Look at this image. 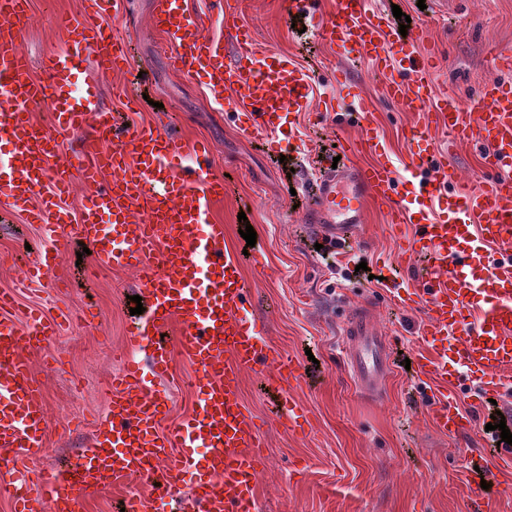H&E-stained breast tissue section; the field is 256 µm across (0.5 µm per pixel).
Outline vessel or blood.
Segmentation results:
<instances>
[{"label": "vessel or blood", "mask_w": 512, "mask_h": 512, "mask_svg": "<svg viewBox=\"0 0 512 512\" xmlns=\"http://www.w3.org/2000/svg\"><path fill=\"white\" fill-rule=\"evenodd\" d=\"M86 13L66 17L64 47L34 78L17 47L29 0H0V205L51 236L67 233L88 243L102 267L128 269L138 277L145 311L127 332L121 372L112 379V401L79 459L76 478L57 471L37 489L18 479L14 512H86L91 493L136 479L154 490L153 500L129 497L125 512H151L154 501L191 487L197 512H258L254 481L263 462L260 426L241 400L245 370L265 375L284 396V425L305 434L304 408L287 390L299 380V365L276 352L247 317L250 293L240 259L224 245V227L213 208L224 198V180L211 172L207 142L186 146L163 126L119 127L101 97L87 84L83 63L131 69L127 44L113 31L112 0H86ZM368 0H337L335 12L317 27L319 38L343 50L365 53L388 71L385 97L427 119L411 139L409 178L392 165L355 164L364 141L342 140L346 165L318 180L316 209L308 222L343 247L362 222L369 203L387 211L391 224L413 225L411 246L428 256L430 274L411 280L408 301L425 311L423 334L430 344L417 366L431 391L429 418L449 435L468 429L460 408L470 397L512 400V86L486 81L464 118L460 97L433 96L434 57L414 38L402 36L380 15H368ZM224 38L207 34L185 0H156L153 21L173 45L170 62L204 78L213 98L234 114L239 129L260 137L265 150H279L275 133L288 114L306 111L312 99L308 75L288 55L253 49L249 25L222 0ZM238 53L228 57V45ZM46 105L62 131L93 125L83 149L87 165L73 169L57 138L34 118ZM451 139L478 138L488 148L490 170L478 191L455 190L456 175L437 158L434 132ZM90 186L80 213L63 202L72 179ZM53 190H45V182ZM145 214L137 222V214ZM57 247L39 250L26 275L54 277ZM10 297L0 294V459L14 451L40 455L46 415L41 388L27 353L54 333L37 311L15 321ZM177 329L179 349L164 337ZM344 334L349 365L360 385L378 386L387 371V344L364 316ZM194 366L188 385L196 399L191 416L172 421L173 399L165 383L175 351ZM145 360H137V353Z\"/></svg>", "instance_id": "1"}]
</instances>
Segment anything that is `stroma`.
I'll list each match as a JSON object with an SVG mask.
<instances>
[{
	"label": "stroma",
	"instance_id": "stroma-1",
	"mask_svg": "<svg viewBox=\"0 0 512 512\" xmlns=\"http://www.w3.org/2000/svg\"><path fill=\"white\" fill-rule=\"evenodd\" d=\"M155 2L121 0L113 22L137 69L101 71L90 60L84 68L112 111L211 145L213 172L226 184L213 215L224 226L225 246L241 255L253 297L250 316L274 349L293 356L303 371L291 392L306 406L311 429L297 437L281 423L280 392L255 372L242 375V399L260 423L264 443L259 512H470L471 458L492 450L485 429L490 405L463 403L469 430L456 436L440 432L428 418L421 378L402 364L427 348L424 309L393 301L409 282L412 225L389 228L385 211L369 207L364 224L330 266L314 249L318 230L306 221L314 184L325 162L337 155L338 139L363 134L354 117L360 104L372 105L371 126L379 140L377 150L359 156L362 164L383 158L405 167L409 130L420 116L384 99L386 77L366 58L318 40L317 22L335 11L337 0H314V16L307 20L289 15L285 0H240L255 51L287 53L312 78L309 111L291 113L277 133L280 155L268 154L214 104L200 79L172 68L170 44L152 24ZM396 6L411 18L409 33L427 35L437 56L435 94L458 91L470 101L487 79L512 83V70L492 65L494 47L512 46V0L371 3L387 15ZM83 7L84 0H31L18 44L35 77H42L43 62L63 43L62 18ZM355 85L362 87L364 101L353 97ZM436 142L441 160L457 175V187L476 189L486 153L478 139L450 144L441 134ZM248 226L256 233L263 266H253L244 253L240 232ZM48 243L40 225L0 214V292L13 295L12 315L36 308L58 324L30 355L46 411L45 451L0 462V512H12L11 472L39 476L65 470L106 415V387L122 366L116 352L133 321L130 298L139 288L133 271L99 267L84 253L83 241L71 236L57 243L61 262L53 280L23 279V265ZM359 258L365 270H356ZM358 308L368 311L393 351L390 370L372 394L356 383L342 336Z\"/></svg>",
	"mask_w": 512,
	"mask_h": 512
}]
</instances>
